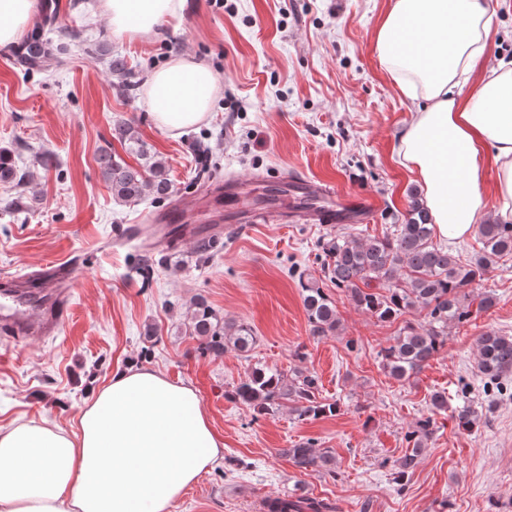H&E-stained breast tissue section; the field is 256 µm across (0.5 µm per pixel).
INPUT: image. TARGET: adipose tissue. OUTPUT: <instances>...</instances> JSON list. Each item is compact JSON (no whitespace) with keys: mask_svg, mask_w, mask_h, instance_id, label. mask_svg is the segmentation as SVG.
<instances>
[{"mask_svg":"<svg viewBox=\"0 0 512 512\" xmlns=\"http://www.w3.org/2000/svg\"><path fill=\"white\" fill-rule=\"evenodd\" d=\"M183 0H101L114 34L153 31ZM35 0H0V47L18 42ZM499 0H392L375 35L379 57L414 109L396 143L424 191L437 234L512 223V67L488 64ZM217 77L178 57L152 74L147 103L179 130L200 121ZM224 456L195 388L162 373L116 369L80 409L77 428L0 427V512H172Z\"/></svg>","mask_w":512,"mask_h":512,"instance_id":"obj_1","label":"adipose tissue"}]
</instances>
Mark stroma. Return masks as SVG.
<instances>
[{
    "label": "stroma",
    "mask_w": 512,
    "mask_h": 512,
    "mask_svg": "<svg viewBox=\"0 0 512 512\" xmlns=\"http://www.w3.org/2000/svg\"><path fill=\"white\" fill-rule=\"evenodd\" d=\"M390 0H184L180 18L154 33L117 36L100 0H58L60 17L87 42L124 57L141 78L175 57L208 66L218 89L204 120L170 130L150 112L144 93L117 94L104 58L73 49L60 65L24 74L12 47H0V151L29 174L32 207L7 213L14 191L0 186V276L76 258L73 309L48 339L16 341L0 332V426L50 421L72 431L79 410L116 367L135 363L192 385L218 436L224 458L179 498L174 512H256L259 501L288 494L327 503L331 512H512V373L486 385L475 339L512 336V257L474 286L493 306L449 328L444 348L414 378L399 382L380 351L400 322L361 312L330 289L340 326L312 337L300 277L322 278L323 245L342 235L359 240L402 223L418 184L393 148L412 104L382 68L375 31ZM131 120L161 157L174 198L201 194L200 235L216 237L207 259L177 238L150 279L133 267L139 241L115 244L129 224L150 223L169 201H114L98 158L129 165L136 155L112 136ZM216 166L201 172L200 158ZM49 164H40V157ZM246 179L257 223L216 235L224 204L204 195L208 183ZM295 174L372 197L367 222L289 221ZM204 297L226 320L251 325L248 353L201 355L186 314ZM154 331L146 342V331ZM300 370L319 381L335 414L301 420L288 409L260 417L227 394L257 366ZM448 393L447 412L413 472L397 479L393 463L407 434L428 412L430 394ZM471 406L470 432L451 411ZM301 443L329 450L332 473L294 466L284 451Z\"/></svg>",
    "instance_id": "stroma-1"
}]
</instances>
